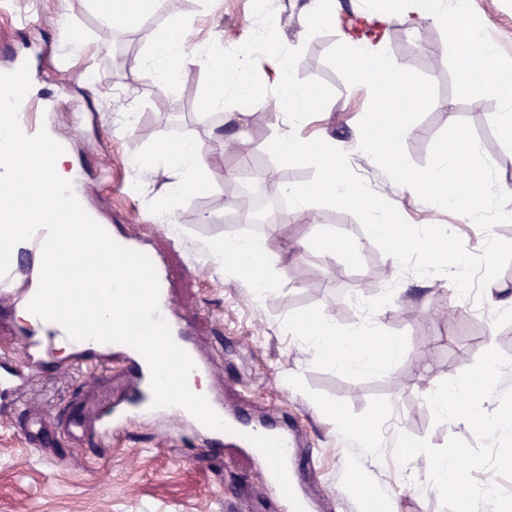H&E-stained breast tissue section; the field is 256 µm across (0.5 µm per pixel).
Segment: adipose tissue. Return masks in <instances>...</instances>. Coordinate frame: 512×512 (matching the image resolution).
Returning a JSON list of instances; mask_svg holds the SVG:
<instances>
[{"mask_svg":"<svg viewBox=\"0 0 512 512\" xmlns=\"http://www.w3.org/2000/svg\"><path fill=\"white\" fill-rule=\"evenodd\" d=\"M102 24L130 25L153 7L169 14V27L158 32L148 57L131 62L132 70H145L165 88H172L177 67L191 63L207 72L211 90L203 102L204 110L223 108L225 98H242L254 90L257 82H264L273 94L269 107L283 118L285 129L274 149L283 160L312 159L322 167L324 179L296 187L272 181L270 193L288 196L293 207L308 212L316 198L323 197L342 207L362 209L364 193L360 185L337 174L335 155L324 140L306 139L297 128L313 106V93L293 77L295 52L286 40L279 19L263 24L262 31H247L239 46L229 47L223 41H198L180 16L178 0H91ZM309 21L337 28L341 42L353 57L372 63L382 72L381 80H373L369 72H357L359 82L369 84L376 104L368 125L357 140L361 151L376 155L381 166L395 172L404 187L416 186L428 191L451 182H465L472 196L478 198L512 195V185L493 180L482 174H471V152L460 147L439 156L431 172L421 178L409 175L404 167L399 144L410 132L411 116L426 98L424 87L399 68L386 52V32L398 22L407 29L417 30L430 22L442 26L460 55L458 79L462 87L492 86L506 107L501 124L512 132V60L501 58L482 33L481 27L470 25L467 0H372L367 11L358 19H342L336 10V0H308L303 7ZM141 169L161 165L167 168L170 180L163 189L160 217L172 232H180L176 212L180 202L199 190L210 178L194 139L182 138L163 144L149 155L134 158ZM376 233L391 241L388 277L397 281L401 263L411 254H432L443 257L448 270V281L457 284L465 274L466 260L461 253H448V232L421 238L412 228L398 230L385 214L368 218ZM215 254L223 257L249 284L253 296H261L268 287V266L265 247L261 240L239 238L213 244ZM309 355L317 360L337 363L348 368L368 362L382 365L396 358L399 345L386 339L377 345L365 341L363 333L339 336L335 327L324 318H308L294 326Z\"/></svg>","mask_w":512,"mask_h":512,"instance_id":"adipose-tissue-1","label":"adipose tissue"}]
</instances>
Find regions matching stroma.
Returning a JSON list of instances; mask_svg holds the SVG:
<instances>
[{"mask_svg":"<svg viewBox=\"0 0 512 512\" xmlns=\"http://www.w3.org/2000/svg\"><path fill=\"white\" fill-rule=\"evenodd\" d=\"M265 7L284 16L285 36L297 47L295 74L321 95L304 118V135L327 137L340 171L366 180L398 223L420 234L452 225L468 263L461 285L474 290L482 313L461 304L439 265L417 254L404 263L400 285L387 290L390 245L371 233L358 210L320 199L305 219L292 214L283 224L226 223L225 215L236 210L224 196L226 175L247 169L266 180L306 186L320 170L312 161H281L273 151L283 125L270 112L265 90L226 101L204 121L199 114L210 82L199 68L184 65L170 90L127 68V61L149 54L154 35L170 24L167 13H146L134 26L107 27L90 0H0V71L27 61L28 96L45 103V127L65 142L73 165L84 168L78 191L86 205L114 232L149 237L164 255L169 292L188 334L202 356L221 363L209 387L225 410L253 421L270 418L281 428L295 423V480L308 512H373L376 497L385 498L391 512H444L430 490L427 458L417 456L401 467L392 447L401 432L436 447L453 436L473 438L467 424L435 423L427 396L431 386L471 367L486 342L512 356V316L499 315L486 300L490 287L512 293V221L497 219L512 211V197L494 199L484 213L467 218L426 193L401 187L373 155L356 148L374 100L369 86L355 84L341 64L337 29L306 35L296 4L266 0ZM468 9L498 53L512 58V0H469ZM180 12L198 40L220 37L228 45L260 20L253 0L216 6L180 0ZM73 27L96 45L94 61L72 53L66 31ZM386 49L429 94L401 144L411 175L428 172L452 134L476 145L474 168H489L512 182V148L504 143L500 122L503 102L487 87L461 94L457 53L445 31L434 24L410 31L395 23ZM90 64L99 76L92 86L85 75ZM130 111L135 122L128 131ZM229 112L244 113V121H226ZM219 127L241 136L238 153L227 155L217 146L213 133ZM179 137L196 139L212 179L181 202L176 220L184 230L174 234L155 217L165 170L138 171L128 159ZM323 233L358 242L360 249L329 250L319 239ZM241 237L263 240L267 248L269 289L260 302L209 250L214 241ZM298 257L307 265L300 282L282 274ZM358 299L385 335L400 339V355L386 369L344 370L310 360L289 323L327 315L338 332H351L360 326ZM49 351L52 365L20 398L0 400V512H281L249 452L200 450L193 428L171 413L135 419L106 445L89 437L60 438L49 451L30 445L19 426V402L54 415L84 395L125 399L132 383L111 363L90 377L75 354H63L54 344ZM332 407L349 432L337 428L340 419L328 413Z\"/></svg>","mask_w":512,"mask_h":512,"instance_id":"35a3bbf8","label":"stroma"}]
</instances>
